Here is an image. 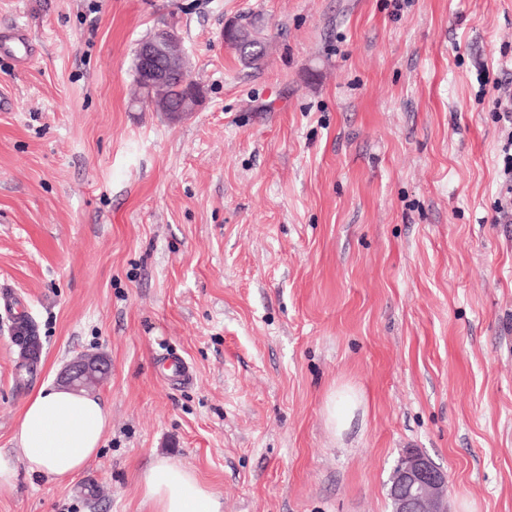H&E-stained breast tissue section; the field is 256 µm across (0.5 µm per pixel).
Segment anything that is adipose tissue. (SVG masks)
Masks as SVG:
<instances>
[{"label":"adipose tissue","mask_w":512,"mask_h":512,"mask_svg":"<svg viewBox=\"0 0 512 512\" xmlns=\"http://www.w3.org/2000/svg\"><path fill=\"white\" fill-rule=\"evenodd\" d=\"M110 422L103 403L84 392L46 384L33 390L21 409L17 439L23 463L0 453V493L9 492L18 465L57 483L70 481L99 450ZM146 512H221L219 497L192 469L157 459L138 476Z\"/></svg>","instance_id":"obj_1"}]
</instances>
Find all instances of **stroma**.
I'll return each instance as SVG.
<instances>
[{
  "label": "stroma",
  "instance_id": "stroma-1",
  "mask_svg": "<svg viewBox=\"0 0 512 512\" xmlns=\"http://www.w3.org/2000/svg\"><path fill=\"white\" fill-rule=\"evenodd\" d=\"M176 25L203 91L175 120L133 59ZM258 22L260 69L224 43ZM0 451L77 357L110 377L101 451L58 484L18 468L0 512H144L167 457L222 512H390L415 448L448 512H512V223L496 221L512 0H0ZM173 351L192 379L167 381ZM359 390L347 432L330 390ZM31 52L29 35L22 27L17 26L8 33L0 32V55L24 62L30 58Z\"/></svg>",
  "mask_w": 512,
  "mask_h": 512
}]
</instances>
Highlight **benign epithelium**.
<instances>
[{
  "instance_id": "1",
  "label": "benign epithelium",
  "mask_w": 512,
  "mask_h": 512,
  "mask_svg": "<svg viewBox=\"0 0 512 512\" xmlns=\"http://www.w3.org/2000/svg\"><path fill=\"white\" fill-rule=\"evenodd\" d=\"M137 67L140 82L150 91L173 76L181 78L185 101L173 110L174 116L198 110L202 92L189 77L188 59L175 30L162 27L145 41L137 52ZM109 373V359L102 354H90L71 363L61 382L77 390L83 387L86 378L102 381ZM389 497L392 512H448V473L423 452L409 449L392 473Z\"/></svg>"
}]
</instances>
